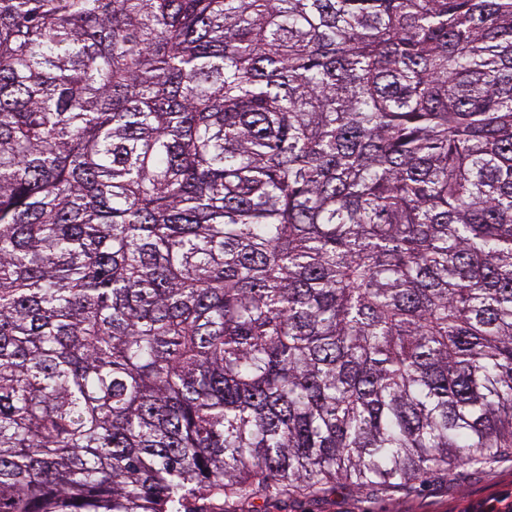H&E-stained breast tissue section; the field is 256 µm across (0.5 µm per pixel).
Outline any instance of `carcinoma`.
I'll list each match as a JSON object with an SVG mask.
<instances>
[{"label": "carcinoma", "mask_w": 512, "mask_h": 512, "mask_svg": "<svg viewBox=\"0 0 512 512\" xmlns=\"http://www.w3.org/2000/svg\"><path fill=\"white\" fill-rule=\"evenodd\" d=\"M506 452L512 0H0V512Z\"/></svg>", "instance_id": "1"}]
</instances>
